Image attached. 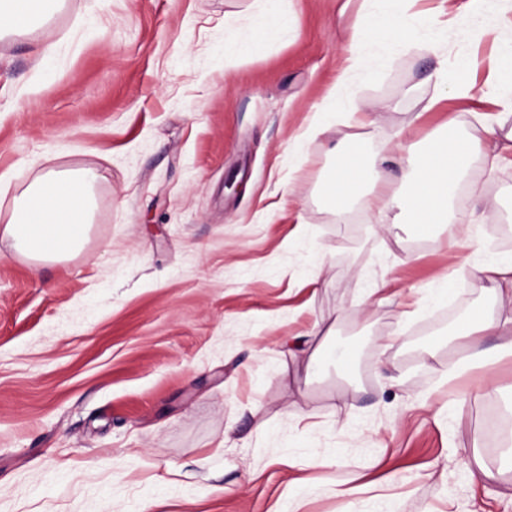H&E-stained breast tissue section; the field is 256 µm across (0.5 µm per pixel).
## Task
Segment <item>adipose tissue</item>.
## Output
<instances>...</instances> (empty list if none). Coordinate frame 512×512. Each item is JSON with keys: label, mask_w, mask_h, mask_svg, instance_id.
<instances>
[{"label": "adipose tissue", "mask_w": 512, "mask_h": 512, "mask_svg": "<svg viewBox=\"0 0 512 512\" xmlns=\"http://www.w3.org/2000/svg\"><path fill=\"white\" fill-rule=\"evenodd\" d=\"M64 0H0V37L16 34L44 20L61 8ZM355 27L367 33L382 53L376 64H394L408 49L424 47L438 51L430 37L433 23L408 13H395L380 7L379 0L355 20ZM359 53H351L338 73L328 102L318 109L311 125L316 134H327L330 113L339 107L350 108L358 123H366L367 114L358 105L348 104L341 89L350 75L362 70ZM484 138L459 134L456 127L446 125L425 144L382 146L368 154L359 145L329 148L336 164L320 187L321 202L329 211L341 214L353 202H361L371 214L387 216L401 211L408 223L422 233L444 228L453 247L485 249L486 242L472 225L461 224L452 209L456 186L466 176L482 140H489L485 156L490 163L512 156V134L499 140L493 127H485ZM396 164L400 172L402 193L391 190L383 178L387 164ZM100 178L92 167L49 168L38 174L8 205L0 204V242L8 244L14 254L35 263L63 262L82 253L90 240L96 220L95 188ZM469 276L488 286L498 307L497 313L479 310L466 317L454 334L465 340L470 354L466 364L486 367L491 363L482 347L484 337L502 336L498 346L502 356H512V254L497 255L472 264Z\"/></svg>", "instance_id": "1"}]
</instances>
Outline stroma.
<instances>
[{
    "instance_id": "obj_1",
    "label": "stroma",
    "mask_w": 512,
    "mask_h": 512,
    "mask_svg": "<svg viewBox=\"0 0 512 512\" xmlns=\"http://www.w3.org/2000/svg\"><path fill=\"white\" fill-rule=\"evenodd\" d=\"M363 5L280 0L287 30L232 62L254 0H65L0 38L10 191L42 168L102 174L82 255L34 269L0 244V512H277L293 492L304 512H374L377 495L396 512H512V456L484 451L488 413L512 417V356L445 378L466 355L448 345L457 320L493 305L463 273L477 253L409 224L379 234L316 193L329 159L307 130ZM417 7L447 14L439 52L353 81L372 122L337 111V139L371 153L451 120L512 129L486 95L512 10ZM462 57L478 66L457 99L434 73ZM470 181L455 208L481 205L502 252L512 166L475 159ZM446 272L447 300L431 301ZM380 282L385 301H366ZM333 345L348 368L324 360Z\"/></svg>"
}]
</instances>
